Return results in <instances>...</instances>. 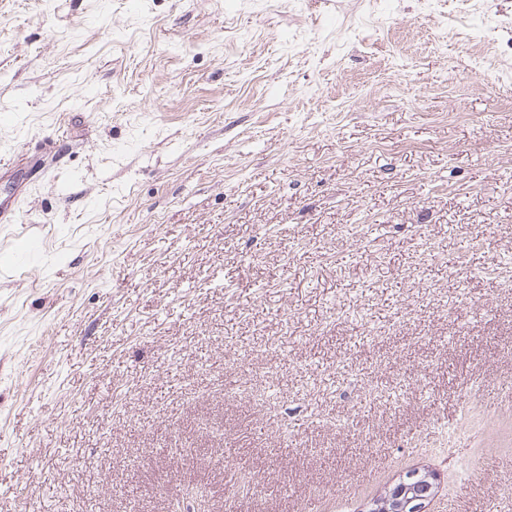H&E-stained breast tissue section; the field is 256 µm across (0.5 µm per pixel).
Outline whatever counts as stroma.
I'll list each match as a JSON object with an SVG mask.
<instances>
[{"mask_svg":"<svg viewBox=\"0 0 512 512\" xmlns=\"http://www.w3.org/2000/svg\"><path fill=\"white\" fill-rule=\"evenodd\" d=\"M0 512H512V0H0ZM429 474L421 475L417 478L410 486H406L400 488L394 492V497L390 500L389 494L388 498H386V508L390 503H393V512H404L407 511V508L414 502L420 500V496L423 493L430 492L433 485L429 483Z\"/></svg>","mask_w":512,"mask_h":512,"instance_id":"1","label":"stroma"}]
</instances>
